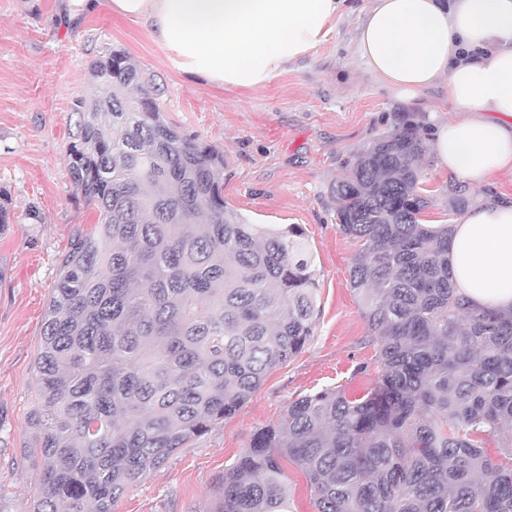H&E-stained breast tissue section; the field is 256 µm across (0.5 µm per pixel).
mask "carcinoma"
Instances as JSON below:
<instances>
[{"label":"carcinoma","instance_id":"1","mask_svg":"<svg viewBox=\"0 0 512 512\" xmlns=\"http://www.w3.org/2000/svg\"><path fill=\"white\" fill-rule=\"evenodd\" d=\"M69 172L98 214L61 262L36 361L33 512H112L178 449L239 411L314 335L319 279L303 229L224 202V152L160 111L121 49L89 63ZM430 129L399 112L333 182L377 379L288 402L224 470L212 512H291L284 462L315 512H512V313L470 307L427 224ZM496 448L490 456L486 446Z\"/></svg>","mask_w":512,"mask_h":512}]
</instances>
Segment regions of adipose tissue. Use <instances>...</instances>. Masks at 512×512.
<instances>
[{"label": "adipose tissue", "mask_w": 512, "mask_h": 512, "mask_svg": "<svg viewBox=\"0 0 512 512\" xmlns=\"http://www.w3.org/2000/svg\"><path fill=\"white\" fill-rule=\"evenodd\" d=\"M346 0H110L145 20L182 72L258 88L322 43ZM356 51L400 99L447 82L458 118L440 124L435 160L449 176L491 182L512 171V0H371ZM458 294L512 311V199L488 194L448 234Z\"/></svg>", "instance_id": "1"}]
</instances>
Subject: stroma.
Wrapping results in <instances>:
<instances>
[{"mask_svg": "<svg viewBox=\"0 0 512 512\" xmlns=\"http://www.w3.org/2000/svg\"><path fill=\"white\" fill-rule=\"evenodd\" d=\"M370 0H350L327 39L259 89L208 85L179 71L145 21L113 12L109 0L73 11L70 0H0V512H32L40 435L35 361L60 264L97 215L69 174L78 99L89 94V62L116 47L154 75L159 107L188 136L223 151L224 199L253 224L300 225L319 272L320 314L305 349L270 371L233 416L179 449L130 488L114 512H210L224 470L288 401L326 387L366 394L360 373L374 348L349 286L355 242L336 226L328 187L342 162L403 111L392 90L357 57L359 18ZM431 219L448 214L453 179L434 154L423 162Z\"/></svg>", "mask_w": 512, "mask_h": 512, "instance_id": "1", "label": "stroma"}]
</instances>
